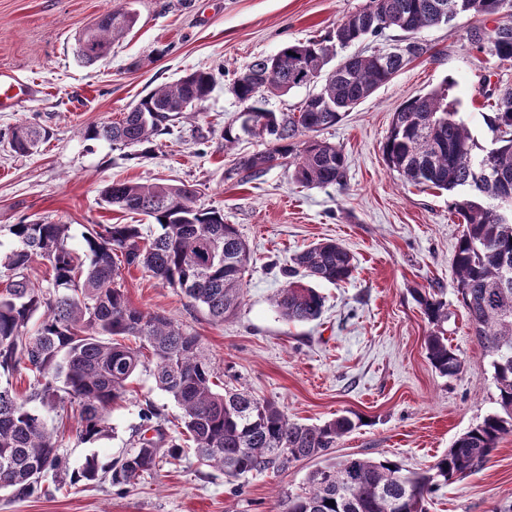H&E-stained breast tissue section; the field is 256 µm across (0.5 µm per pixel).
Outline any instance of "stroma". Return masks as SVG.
<instances>
[{
    "label": "stroma",
    "mask_w": 512,
    "mask_h": 512,
    "mask_svg": "<svg viewBox=\"0 0 512 512\" xmlns=\"http://www.w3.org/2000/svg\"><path fill=\"white\" fill-rule=\"evenodd\" d=\"M367 0H0V68L36 83L39 95L16 111L0 112V130L33 118L50 132L39 153L21 157L0 143V252L15 249L10 232L21 220L69 227L68 245L81 250L89 224H132L135 215L107 206L103 186L113 180L196 184L197 204L223 212L251 251L245 298L237 316L212 323L179 289L140 268L124 272L131 305L162 314L196 334L227 384L275 401L292 420L321 423L346 411L362 425L340 439L335 455L389 459L425 471L463 433L497 408L490 360L473 336L458 301L452 267L463 227L448 209V195L403 183L382 155L392 115L406 99L453 82L451 97L481 146L494 133L482 88H512V63L478 52L467 34L478 21L461 17L418 34L426 53L321 137L341 148L347 184L306 189L287 165L243 181L240 157L265 151L266 142L243 137L224 147V127L241 105L234 78L260 55L289 43L322 38ZM135 9V27L92 65L76 53V37L101 14ZM197 68L213 70L208 98L175 121L170 133L125 147L86 137L89 127L123 117L152 89ZM333 239L354 257L341 284H318L326 298L320 320L290 324L273 298L282 267L311 243ZM435 290L448 308V342L464 370L455 379L431 366L425 338L431 326L415 300ZM163 416H178L169 396L140 371L124 402L110 416L109 436L81 441L76 405L46 408L48 426L66 423L59 441L69 470L87 458L99 467L128 448L144 401ZM315 460L280 473L227 480L192 453L161 464L135 483L110 479L14 498L0 489V512H279L286 493L306 485ZM428 512H512V434L478 472L441 487Z\"/></svg>",
    "instance_id": "35a3bbf8"
}]
</instances>
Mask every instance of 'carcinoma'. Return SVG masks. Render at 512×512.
Returning <instances> with one entry per match:
<instances>
[{
    "mask_svg": "<svg viewBox=\"0 0 512 512\" xmlns=\"http://www.w3.org/2000/svg\"><path fill=\"white\" fill-rule=\"evenodd\" d=\"M502 2L369 0L326 38L255 58L235 78L233 91L254 117L250 134L267 139L269 149L241 160L238 174L253 179L286 159L289 178L303 187L345 185L344 153L313 134L335 126L426 53L417 38L426 27L460 16L493 17L496 39L483 44L484 28L477 26L470 31V43L511 63L512 13L501 15ZM136 23L131 8L104 14L78 35V56L92 62L88 44L108 52ZM391 28L403 32L394 51L347 52ZM309 73L321 74V87L297 111L264 107L263 92L307 86ZM214 84L210 71L188 73L146 94L136 111L93 126L87 135L130 147L148 143L169 133L178 107L202 103ZM449 90L446 86L405 100L393 113L382 152L388 168L405 183L447 192L448 209L464 224L452 258L457 296L490 358L498 410L459 437L426 471H405L387 459L341 457L314 470L301 492L284 496L280 512H426L430 495L480 469L504 436L512 434V89L497 95L486 116L496 131L490 148L472 136ZM308 133L311 137L304 138ZM48 136L43 125L26 121L0 132V142L7 141L17 154H29ZM101 194L112 207L146 216L156 229L91 224L79 254L67 246V224L22 221L10 227L18 247L0 261V488L28 498L41 491L35 474L50 472L57 477V490L68 483L95 482L99 466L93 458L64 478L57 438L46 428L40 408L74 402L77 436L85 442L104 437L112 407L123 401L148 355L156 388L182 411L180 438L168 434L167 420L145 402L130 448L108 467L112 483H130L156 471L163 461L178 458L185 444L205 465L234 479L332 454L338 440L361 425L359 415L299 423L275 402L224 385L195 334L165 316L132 307L122 288V266L142 268L180 289L210 321L224 323L244 301L250 256L236 225L225 223L215 209L198 207L193 184L119 180ZM34 256L47 261L45 288L29 278ZM353 270V256L343 245L327 240L307 246L282 270L287 281L274 299L277 311L288 323L318 319L324 298L313 284L343 283ZM416 301L432 325L426 337L430 364L442 377H458L463 363L443 328L447 305L430 292H417ZM21 371L28 381L20 390L13 378Z\"/></svg>",
    "mask_w": 512,
    "mask_h": 512,
    "instance_id": "obj_1",
    "label": "carcinoma"
}]
</instances>
